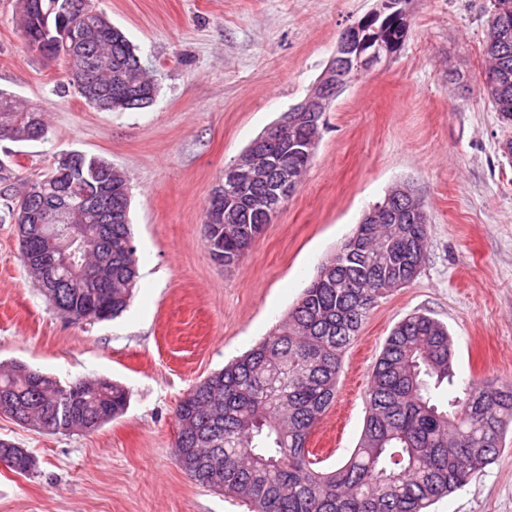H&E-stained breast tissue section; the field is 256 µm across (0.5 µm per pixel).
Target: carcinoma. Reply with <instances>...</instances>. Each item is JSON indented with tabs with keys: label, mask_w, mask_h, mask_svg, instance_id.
Segmentation results:
<instances>
[{
	"label": "carcinoma",
	"mask_w": 512,
	"mask_h": 512,
	"mask_svg": "<svg viewBox=\"0 0 512 512\" xmlns=\"http://www.w3.org/2000/svg\"><path fill=\"white\" fill-rule=\"evenodd\" d=\"M17 0L26 47L41 53L47 36L63 33L51 51L69 84L89 108L124 112L149 106L157 79L140 63L124 32L93 0ZM487 91L495 111L512 125V27L487 38ZM329 108L312 102L295 122L271 138L260 135L246 148L270 160L265 183L224 181L206 207L204 238L220 265L241 260L270 217L261 199L283 170L302 179L312 158L303 142L319 140ZM0 139L42 140V113L0 90ZM36 138H31V133ZM78 162L57 159L50 171L20 184L13 162L0 159V198L18 204L44 193L74 206L83 197L112 190V224L95 244L90 264L112 266L108 287L69 278L44 288L53 305L75 322H102L125 310L137 280V257L129 223V180L99 156L77 153ZM418 203L405 201L386 224L357 225L325 260L288 318L248 353L194 386L178 403L175 459L197 485L244 501L250 512H426L440 498L464 487L495 461L512 425V384L458 386L448 329L412 313L386 338L366 394V417L350 458L325 469L306 448L322 416L336 401V384L347 349L378 301L414 281L426 260L429 222L413 218ZM232 209V222L223 223ZM18 225L25 269L40 278L46 240L9 207L0 223ZM128 390L105 379L67 386L23 363L0 365V415L36 430L69 434L94 431L123 414ZM0 463L27 474L35 458L0 438Z\"/></svg>",
	"instance_id": "1"
}]
</instances>
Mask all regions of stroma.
I'll return each mask as SVG.
<instances>
[{
    "mask_svg": "<svg viewBox=\"0 0 512 512\" xmlns=\"http://www.w3.org/2000/svg\"><path fill=\"white\" fill-rule=\"evenodd\" d=\"M160 90L147 108L98 112L63 70L29 52L15 0H0V88L42 109L48 139L0 141L22 182L78 150L125 170L139 278L111 321H69L0 223V364L68 384L106 378L127 412L94 432L52 434L0 416V438L37 461L0 466V512H247L177 466L175 410L196 384L268 336L363 214L397 184L430 219L427 260L380 299L346 352L335 404L308 441L325 466L348 458L365 389L391 329L420 311L444 323L462 379L512 382V125L482 91L490 0H408L399 54L349 85L325 113L302 184L233 269L211 257L204 220L224 168L300 103L339 33L375 0H97ZM432 512H512V430L494 463Z\"/></svg>",
    "mask_w": 512,
    "mask_h": 512,
    "instance_id": "1",
    "label": "stroma"
}]
</instances>
